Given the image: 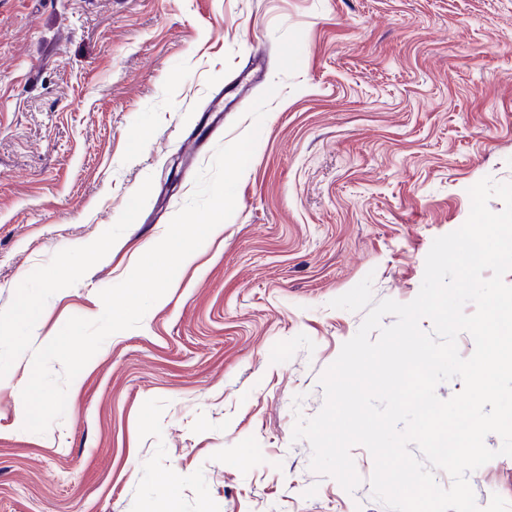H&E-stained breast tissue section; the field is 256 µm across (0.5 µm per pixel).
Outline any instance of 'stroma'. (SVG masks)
<instances>
[{"instance_id":"1","label":"stroma","mask_w":512,"mask_h":512,"mask_svg":"<svg viewBox=\"0 0 512 512\" xmlns=\"http://www.w3.org/2000/svg\"><path fill=\"white\" fill-rule=\"evenodd\" d=\"M273 84L223 233L25 430L19 308L98 318ZM486 177L512 183V0H0V512H388L365 447L349 493L293 428ZM485 444L476 502L512 503Z\"/></svg>"}]
</instances>
